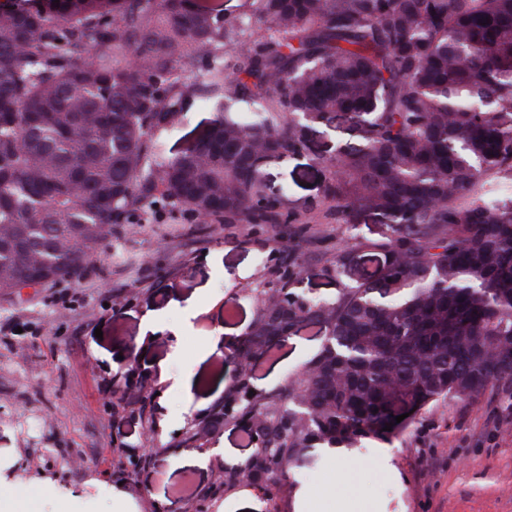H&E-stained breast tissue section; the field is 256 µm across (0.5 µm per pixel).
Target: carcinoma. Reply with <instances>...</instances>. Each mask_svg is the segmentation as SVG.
<instances>
[{
	"label": "carcinoma",
	"mask_w": 512,
	"mask_h": 512,
	"mask_svg": "<svg viewBox=\"0 0 512 512\" xmlns=\"http://www.w3.org/2000/svg\"><path fill=\"white\" fill-rule=\"evenodd\" d=\"M180 152L163 136L201 99ZM344 120L327 198L382 272L332 302L275 265L239 354L319 321V353L276 394L243 380L224 416L254 454L224 473L274 495L307 448L388 441L442 398L512 384V0H13L0 7V299L76 280L118 224L151 208L287 224L261 166ZM77 240L72 250L64 243ZM408 417L396 422L402 414ZM391 430H385L386 425ZM214 113L204 107L187 112L178 129L164 138V147L168 155H173L184 148L195 135L205 128L213 119Z\"/></svg>",
	"instance_id": "carcinoma-1"
}]
</instances>
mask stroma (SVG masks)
<instances>
[{
	"mask_svg": "<svg viewBox=\"0 0 512 512\" xmlns=\"http://www.w3.org/2000/svg\"><path fill=\"white\" fill-rule=\"evenodd\" d=\"M349 124L317 126L299 153L267 160L263 180L281 198L294 229L316 243L283 252V225L206 223L166 212L157 224H128L93 258V272L70 284L28 288L0 301V499L18 512H301L299 490L332 499L349 494L381 501L386 512H512V389L499 386L468 402L428 407L388 446L398 473L373 462L379 443L307 449L275 495L247 481L218 491L224 471L256 445L241 422L201 433L214 403L238 381L235 353L256 317L276 261L296 260L297 288L331 300L341 280L378 274L383 257L368 242L383 220L357 214L341 232L326 195L329 161ZM353 250L347 277L329 262ZM195 304L181 337L171 327ZM159 320L144 327L145 316ZM18 335H6L11 326ZM325 331L296 328L271 355L257 357L250 383L272 394L321 349ZM189 374L187 391L172 389Z\"/></svg>",
	"mask_w": 512,
	"mask_h": 512,
	"instance_id": "1",
	"label": "stroma"
}]
</instances>
